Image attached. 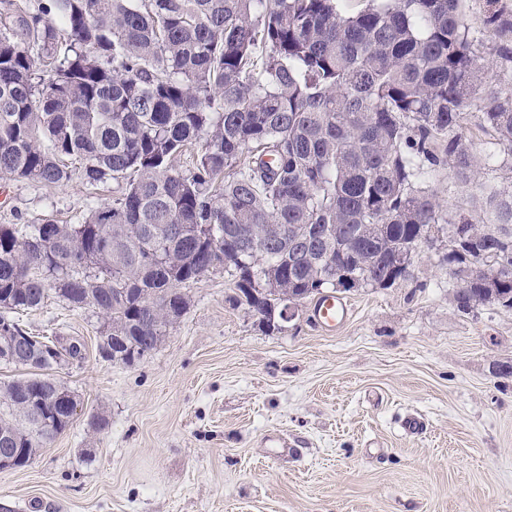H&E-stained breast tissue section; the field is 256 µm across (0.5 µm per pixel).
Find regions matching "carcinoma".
<instances>
[{
    "instance_id": "carcinoma-1",
    "label": "carcinoma",
    "mask_w": 512,
    "mask_h": 512,
    "mask_svg": "<svg viewBox=\"0 0 512 512\" xmlns=\"http://www.w3.org/2000/svg\"><path fill=\"white\" fill-rule=\"evenodd\" d=\"M8 0L0 13V175L63 186H121L76 224H0V309L54 292L102 319L111 349L159 346L187 312L182 286L222 269L265 330L283 297L398 276L420 227L482 236L493 287L461 288L457 310L512 307V195L484 192L486 222L447 215L422 179L476 178L460 132L512 157V87L465 26L462 0ZM484 33L512 63V0H487ZM192 166L178 169L187 148ZM288 226L267 242L266 225ZM18 324L0 316V363ZM39 374L0 386V448H45L58 390L51 348Z\"/></svg>"
}]
</instances>
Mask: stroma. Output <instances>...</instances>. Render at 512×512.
Here are the masks:
<instances>
[{
  "mask_svg": "<svg viewBox=\"0 0 512 512\" xmlns=\"http://www.w3.org/2000/svg\"><path fill=\"white\" fill-rule=\"evenodd\" d=\"M462 132L475 182L444 167L425 176L450 214L473 212L483 186L512 193V159L476 110ZM0 189V224H69L119 193L77 175L60 187L0 177ZM458 287L424 250L409 279L344 293L351 316L336 332L315 324L309 299L267 331L217 270L133 364L102 356L93 310L49 295L13 319L81 343L59 373L78 410L28 465L0 470V512H512V308L460 313ZM410 417L419 430L404 429Z\"/></svg>",
  "mask_w": 512,
  "mask_h": 512,
  "instance_id": "obj_1",
  "label": "stroma"
}]
</instances>
